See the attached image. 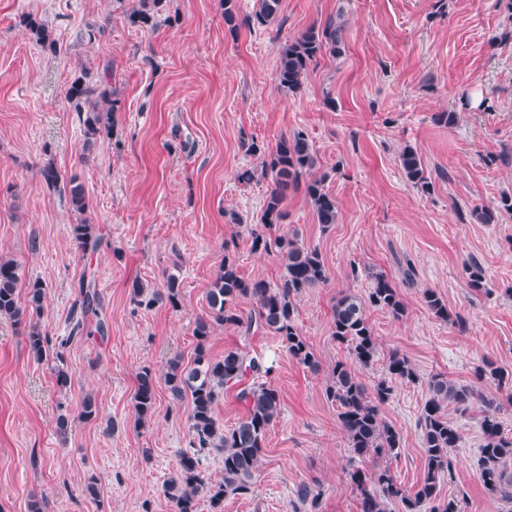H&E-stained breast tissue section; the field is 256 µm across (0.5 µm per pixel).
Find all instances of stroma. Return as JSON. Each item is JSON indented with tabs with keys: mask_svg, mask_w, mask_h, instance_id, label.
I'll use <instances>...</instances> for the list:
<instances>
[{
	"mask_svg": "<svg viewBox=\"0 0 512 512\" xmlns=\"http://www.w3.org/2000/svg\"><path fill=\"white\" fill-rule=\"evenodd\" d=\"M136 0H0V257L14 259L22 281L46 289L39 324L69 337L83 277L94 278L104 334L70 342L63 361L32 358L25 322L0 317V512H172L163 493L189 440V401L158 384L154 416L136 426L133 395L143 367L190 362L206 292L225 256L245 280L280 282L278 253L251 248L272 182L239 181L261 169L276 143L304 132L316 176L336 199V224H317L303 189L288 190L285 219L272 232L315 247L327 279L297 301V325L318 360L292 358L264 327L250 335L214 325L213 357L240 348L270 367L267 384L281 413L266 437L253 492L229 495L220 510L295 512V490L312 485L316 512H358L353 468L390 466L413 487L422 476L418 418L427 381L437 373L468 383L491 362L512 374V214L479 224L470 213L512 194V22L502 0H282L274 25L230 32L222 0H163L151 29L130 25ZM32 14L52 29L57 51L20 24ZM344 26L342 55H324L294 93L279 87L280 45L311 25ZM96 27L95 39L82 35ZM90 85L112 89V134L84 151V128L65 100L81 68ZM473 106H465L466 98ZM488 99L491 108L477 109ZM440 112L453 124L435 122ZM421 156L430 191L407 182L404 148ZM78 175L89 198L85 216L101 243L77 249L70 227L80 216L47 187L40 169ZM484 270L480 289L467 267ZM178 278V308L137 307L131 284L162 287ZM397 289L405 312L368 308L377 339L373 363H351L330 330L331 307L346 292L367 298L375 276ZM448 303L461 324L426 309L425 290ZM405 354L418 378L397 384L382 417L400 432L397 456L353 457L325 388L336 362H350L366 388L386 375L391 352ZM71 374L58 386L55 367ZM93 396L97 419L78 412ZM460 441L442 499L461 512H512L489 498L480 480L484 443L479 404L449 407ZM67 417L66 431L57 420ZM95 477L98 500L83 492Z\"/></svg>",
	"mask_w": 512,
	"mask_h": 512,
	"instance_id": "35a3bbf8",
	"label": "stroma"
}]
</instances>
